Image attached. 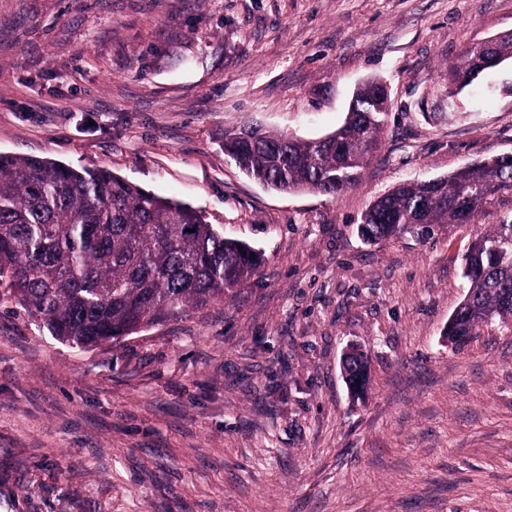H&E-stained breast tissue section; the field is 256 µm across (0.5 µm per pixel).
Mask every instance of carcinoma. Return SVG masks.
I'll use <instances>...</instances> for the list:
<instances>
[{
    "mask_svg": "<svg viewBox=\"0 0 512 512\" xmlns=\"http://www.w3.org/2000/svg\"><path fill=\"white\" fill-rule=\"evenodd\" d=\"M463 87L494 68L476 43L451 64ZM372 91L347 112L340 140H304L241 130L224 139L229 158L280 191L339 195L354 187L381 145L384 113ZM512 195V156L471 163L433 183L399 185L358 225L378 243L427 237L442 224H472L496 197ZM469 288L448 320L463 346L484 324L512 326V220L477 239L463 257ZM263 259L227 238L186 203L145 191L107 169L76 170L50 158L0 154V285L73 348L119 344L189 309L234 297ZM352 393L369 365L359 349L341 361Z\"/></svg>",
    "mask_w": 512,
    "mask_h": 512,
    "instance_id": "obj_1",
    "label": "carcinoma"
}]
</instances>
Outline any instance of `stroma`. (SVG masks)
<instances>
[{"label": "stroma", "mask_w": 512, "mask_h": 512, "mask_svg": "<svg viewBox=\"0 0 512 512\" xmlns=\"http://www.w3.org/2000/svg\"><path fill=\"white\" fill-rule=\"evenodd\" d=\"M510 30L512 0H0V153L109 169L265 260L235 297L84 351L0 287V512H512V328L444 339L512 196L426 239L357 232L394 187L512 154V62L448 81ZM372 80L383 147L342 195L225 156L228 130L326 136ZM453 67V76L461 85V88L471 84L481 74L495 68L485 51L477 44L467 46L456 60L449 66V70ZM478 76V77H477ZM341 369L352 393L358 394L365 389L369 365L367 357L360 349L351 348L347 358L341 361ZM357 380H360V384H357Z\"/></svg>", "instance_id": "obj_1"}]
</instances>
